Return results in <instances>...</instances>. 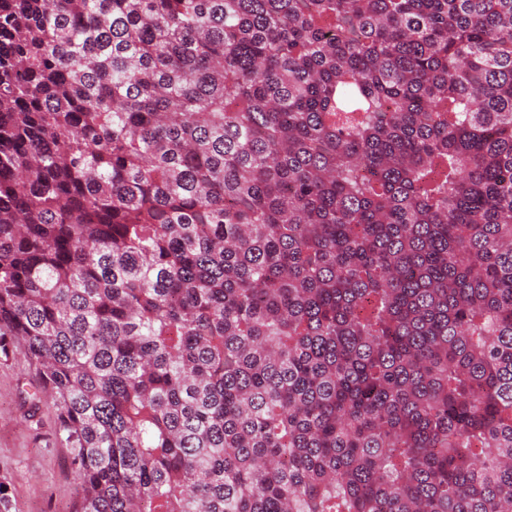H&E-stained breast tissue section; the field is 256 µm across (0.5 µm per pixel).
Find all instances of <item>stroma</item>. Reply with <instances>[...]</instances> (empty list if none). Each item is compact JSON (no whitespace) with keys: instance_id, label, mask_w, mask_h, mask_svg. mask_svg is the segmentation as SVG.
Returning a JSON list of instances; mask_svg holds the SVG:
<instances>
[{"instance_id":"1","label":"stroma","mask_w":512,"mask_h":512,"mask_svg":"<svg viewBox=\"0 0 512 512\" xmlns=\"http://www.w3.org/2000/svg\"><path fill=\"white\" fill-rule=\"evenodd\" d=\"M51 397L22 356L0 359V512H70L76 487Z\"/></svg>"}]
</instances>
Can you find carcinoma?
I'll list each match as a JSON object with an SVG mask.
<instances>
[{"instance_id": "cac0c4a2", "label": "carcinoma", "mask_w": 512, "mask_h": 512, "mask_svg": "<svg viewBox=\"0 0 512 512\" xmlns=\"http://www.w3.org/2000/svg\"><path fill=\"white\" fill-rule=\"evenodd\" d=\"M72 512H512V0H0V355Z\"/></svg>"}]
</instances>
